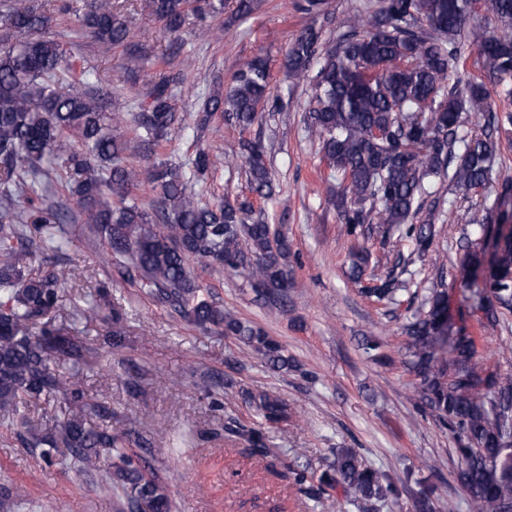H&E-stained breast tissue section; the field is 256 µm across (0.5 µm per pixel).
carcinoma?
<instances>
[{
  "instance_id": "carcinoma-1",
  "label": "carcinoma",
  "mask_w": 512,
  "mask_h": 512,
  "mask_svg": "<svg viewBox=\"0 0 512 512\" xmlns=\"http://www.w3.org/2000/svg\"><path fill=\"white\" fill-rule=\"evenodd\" d=\"M478 3L494 21L481 31L466 26ZM145 4L162 31L175 38L188 14L206 19L223 8L222 0ZM52 11L74 16L105 50L129 46L128 67L145 64L140 47L128 44V20L113 9L112 0H56ZM0 22L5 26L0 36V418L21 428L27 446L48 464L64 448L77 473L105 470V483L121 491L129 512H140L144 504L150 512H171L163 484L126 451L127 434L93 426L77 384L57 373V363L78 362L87 348L44 321L61 288L54 275L30 272L32 247L61 249L51 229L67 217L65 202L72 200L78 219L107 241L105 264L137 280L193 324L223 329L271 369L288 372L298 364L282 345L206 298L191 269L200 260L241 272L258 301L283 311L294 285L288 238L274 233L263 218H252L247 200L216 205L199 200L192 181H201L220 160L209 147L196 149L188 173L163 160L143 171L128 162L127 142L117 133L120 116L106 111L90 92H62L48 81L73 75L76 63L46 36L52 22L47 12L28 0H0ZM470 46L477 47L484 79L511 96L512 0H383L355 15L330 47L322 45V30L310 26L283 54V68L311 85L305 124L341 177L327 207L336 210L346 235L383 246L394 236L408 239L424 257L432 252L435 230L415 220L427 184L442 177L468 193L490 181L500 130L512 126V111L488 105L484 79L450 82L460 76ZM176 57L173 52L161 59L136 118L144 141L155 148L182 125L173 104L182 83ZM269 98L267 61L247 60L225 93L207 98L198 127L220 112L245 130ZM227 156L243 160L253 194L267 202L275 197L261 141L241 138ZM141 182L156 195L148 207L132 197ZM511 220L512 211L506 210L496 224L470 217L480 239L493 242L489 261L472 250L474 240L461 245V264L469 269L464 287L475 289L480 324L488 333L496 331L502 312L512 310V232L502 228ZM369 259L365 247L354 251L353 282H361ZM410 264L396 253L362 292L379 302L394 301L398 274ZM404 330L401 363L417 379V410L452 435L457 480L469 512H512V373L485 366L476 338L449 316L442 281L410 313ZM43 397L59 401L61 417L38 429L26 409ZM247 398L261 423L242 434L251 453L267 457L263 429L288 421V404L266 391ZM282 477L314 499L336 489L352 506L394 508L406 495L412 512H437L433 488L409 474L394 477L374 468L354 448L336 449L319 474L289 469Z\"/></svg>"
}]
</instances>
